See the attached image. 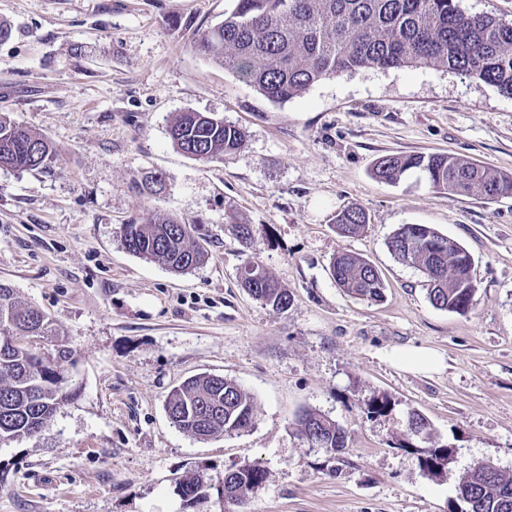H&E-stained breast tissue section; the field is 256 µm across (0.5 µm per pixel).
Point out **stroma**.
<instances>
[{
	"mask_svg": "<svg viewBox=\"0 0 512 512\" xmlns=\"http://www.w3.org/2000/svg\"><path fill=\"white\" fill-rule=\"evenodd\" d=\"M233 0H0V113L51 141L45 171L0 169V284L53 321L42 349L77 395L38 433L0 443V512H451L475 463L512 473V197L451 196L410 173L376 180L387 154L450 153L512 174V98L438 67L361 69L275 105L192 50ZM245 132L224 161L172 145L181 112ZM161 176L162 187L145 185ZM362 207L359 235L333 218ZM197 224L207 261L184 274L127 251L123 225ZM248 224L244 250L230 231ZM426 224L472 255L475 305L434 308L389 237ZM355 252L385 283L375 303L330 274ZM253 261L292 296L287 311L240 285ZM435 352L423 371L406 355ZM236 381L254 426L197 439L165 412L197 374ZM392 409L367 416L371 397ZM316 410L347 431L334 454L308 447L298 418ZM455 448L439 476L400 447L410 411ZM265 469L244 506L224 502L227 470ZM199 474V498L179 479Z\"/></svg>",
	"mask_w": 512,
	"mask_h": 512,
	"instance_id": "stroma-1",
	"label": "stroma"
}]
</instances>
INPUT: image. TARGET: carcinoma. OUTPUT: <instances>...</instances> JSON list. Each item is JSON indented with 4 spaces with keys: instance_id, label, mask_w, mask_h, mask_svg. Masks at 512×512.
Here are the masks:
<instances>
[{
    "instance_id": "cac0c4a2",
    "label": "carcinoma",
    "mask_w": 512,
    "mask_h": 512,
    "mask_svg": "<svg viewBox=\"0 0 512 512\" xmlns=\"http://www.w3.org/2000/svg\"><path fill=\"white\" fill-rule=\"evenodd\" d=\"M195 52L235 74L261 97L274 104L300 96L315 83L359 69L388 70L412 65L443 67L480 80L512 96V22L491 15L463 12L457 0H234L224 21L205 32ZM173 146L198 161L224 160L244 141V132L222 118L202 112H181L168 126ZM55 158L45 137L0 113V168L33 171L47 168ZM416 172L431 188L450 195L495 200L512 196V176L503 175L450 154H390L379 157L373 175L398 183ZM368 224L357 206L338 212L334 226L355 236ZM126 248L158 260L175 273L204 263L202 234L191 224L163 219L153 224H126ZM398 261L425 277L430 303L441 310L468 312L475 303L473 258L457 241L424 224H403L387 241ZM336 285L368 301L383 299L385 286L377 269L362 256L345 252L330 267ZM242 287L256 300L278 311L288 310L291 296L262 266L246 263ZM47 336L48 315L34 306H21L13 289L0 284V443L34 435L53 418L60 405L76 396L58 370L72 356L60 346L53 353L11 340L31 331ZM390 398L377 395L366 403L367 413L383 415ZM171 423L200 439L223 432L244 434L254 426L252 398L233 380L204 374L176 387L166 402ZM301 434L310 448L340 453L346 429L326 414L306 411L299 417ZM424 444L420 465L439 475L456 449L432 444L431 427L410 413L402 448ZM266 479L256 465L224 473V500L241 504ZM179 491L192 500L202 493L195 474L182 477ZM456 494L466 496L468 512H512V474L490 463L475 464L461 478Z\"/></svg>"
}]
</instances>
